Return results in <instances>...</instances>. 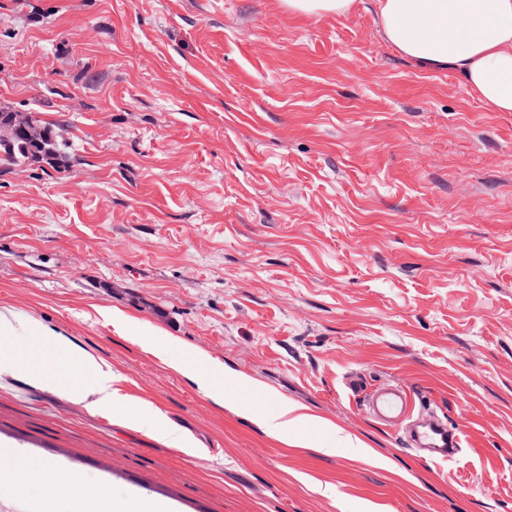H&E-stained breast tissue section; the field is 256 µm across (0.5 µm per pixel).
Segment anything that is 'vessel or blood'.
<instances>
[{
    "mask_svg": "<svg viewBox=\"0 0 512 512\" xmlns=\"http://www.w3.org/2000/svg\"><path fill=\"white\" fill-rule=\"evenodd\" d=\"M418 398V393L402 385H376L364 393V412L380 426L398 432L413 416ZM405 444L421 449L424 463L434 466L459 460L468 436L463 428L450 426L445 418L433 413L406 437Z\"/></svg>",
    "mask_w": 512,
    "mask_h": 512,
    "instance_id": "1",
    "label": "vessel or blood"
}]
</instances>
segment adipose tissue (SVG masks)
<instances>
[{
  "label": "adipose tissue",
  "mask_w": 512,
  "mask_h": 512,
  "mask_svg": "<svg viewBox=\"0 0 512 512\" xmlns=\"http://www.w3.org/2000/svg\"><path fill=\"white\" fill-rule=\"evenodd\" d=\"M376 16L385 39L403 56L427 70L450 67L459 72L471 91L496 112H512V0H375ZM24 323L15 313L0 310V369L23 370L40 384H51L82 395L74 368L94 369L97 383L90 393L93 408L112 411L122 420L172 443L182 438L174 431L147 422L113 389L114 373L98 368L92 356H71L49 329L41 330L33 344L13 338ZM59 353L61 362L46 369L47 352ZM265 431L288 444L309 447V426L314 417L301 406L283 401L274 412L254 410ZM12 465L6 474L19 493L30 500L33 512H55L48 488H79L77 477H62L56 469L36 463L17 450L8 454ZM80 499L91 502L90 512H166L163 504L131 498L114 504L104 490L79 488Z\"/></svg>",
  "instance_id": "1"
}]
</instances>
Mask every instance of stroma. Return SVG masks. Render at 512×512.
I'll return each instance as SVG.
<instances>
[{
	"label": "stroma",
	"instance_id": "1",
	"mask_svg": "<svg viewBox=\"0 0 512 512\" xmlns=\"http://www.w3.org/2000/svg\"><path fill=\"white\" fill-rule=\"evenodd\" d=\"M0 110L60 144L0 167V309L185 440L17 371L0 448L173 512H512V112L400 55L374 0H0ZM193 352L232 405L177 371ZM352 374L410 386L473 453L432 470ZM261 395L357 446L278 441L247 411ZM354 3L355 0H286L289 11L307 16L329 13L344 16Z\"/></svg>",
	"mask_w": 512,
	"mask_h": 512
}]
</instances>
